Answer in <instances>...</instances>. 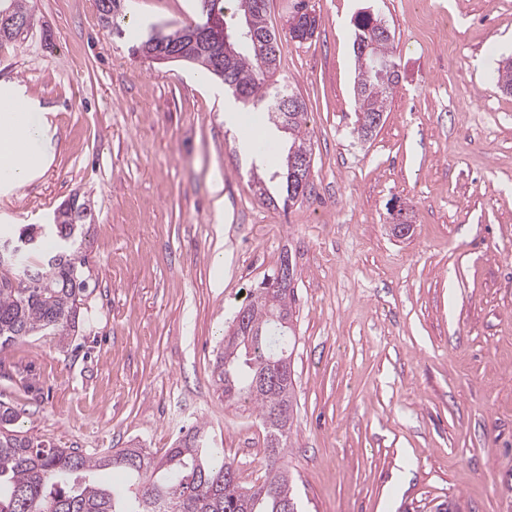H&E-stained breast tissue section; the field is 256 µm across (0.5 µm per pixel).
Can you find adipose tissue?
Segmentation results:
<instances>
[{"mask_svg": "<svg viewBox=\"0 0 512 512\" xmlns=\"http://www.w3.org/2000/svg\"><path fill=\"white\" fill-rule=\"evenodd\" d=\"M44 113L25 86L0 82V195L39 178L52 164L55 147Z\"/></svg>", "mask_w": 512, "mask_h": 512, "instance_id": "adipose-tissue-1", "label": "adipose tissue"}]
</instances>
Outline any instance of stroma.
Instances as JSON below:
<instances>
[{
	"label": "stroma",
	"instance_id": "obj_1",
	"mask_svg": "<svg viewBox=\"0 0 512 512\" xmlns=\"http://www.w3.org/2000/svg\"><path fill=\"white\" fill-rule=\"evenodd\" d=\"M297 2L269 0L267 88L307 106L315 193L285 210L253 179L281 198L287 134L266 125L276 152L244 150L221 80L130 50L138 30L194 18L196 0H122L117 33L94 0H27L34 26L0 44V82L47 107L55 157L0 196V225L49 223L75 194L94 219L76 336L1 352L0 401L16 429L90 455L161 454L201 427L259 483L263 427L224 402L214 368L287 251L297 407L283 463L302 512H512V93L494 78L512 59V0H305L318 27L301 42ZM370 10L395 33L399 82L363 139L354 17ZM401 208L414 229L397 239Z\"/></svg>",
	"mask_w": 512,
	"mask_h": 512
}]
</instances>
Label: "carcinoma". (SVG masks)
<instances>
[{"label":"carcinoma","instance_id":"obj_1","mask_svg":"<svg viewBox=\"0 0 512 512\" xmlns=\"http://www.w3.org/2000/svg\"><path fill=\"white\" fill-rule=\"evenodd\" d=\"M0 8V43L21 35L33 25L23 0H7ZM199 0L196 18L163 34H148L132 46L146 58L172 55L186 47V32L221 16L231 27L249 20L255 41H231L224 48L214 43L191 63L224 80L233 97L247 108L265 103L269 120L288 134L290 146L280 173L283 206L306 197L292 180L298 158L312 154L303 130L307 107L285 112L279 100L293 94L282 89L265 91L267 75L277 66V35L267 20L268 0ZM121 0H95L101 21L112 25ZM355 39L375 36L370 14L355 17ZM394 34L376 40L372 56L356 55L354 86L359 136L373 134L375 117L383 115L389 95L398 84L397 65L390 51ZM91 206L75 196L60 205L49 224H27L18 233L0 230V243H22L13 261L0 262V351L28 336L49 334L65 342L79 319L80 296L85 288L79 267L81 246ZM294 289L269 286L256 289L242 307L250 335H232L215 365V384L226 402L257 408L261 422L279 416L265 431L264 480L249 488L240 484L234 463L224 452L208 447L201 429L185 435L177 446L157 457L143 448H124L110 455L89 456L11 429L17 411L0 403V512H298L288 471L280 466L287 434L297 406L294 377L281 370L292 356L297 339L293 321Z\"/></svg>","mask_w":512,"mask_h":512}]
</instances>
